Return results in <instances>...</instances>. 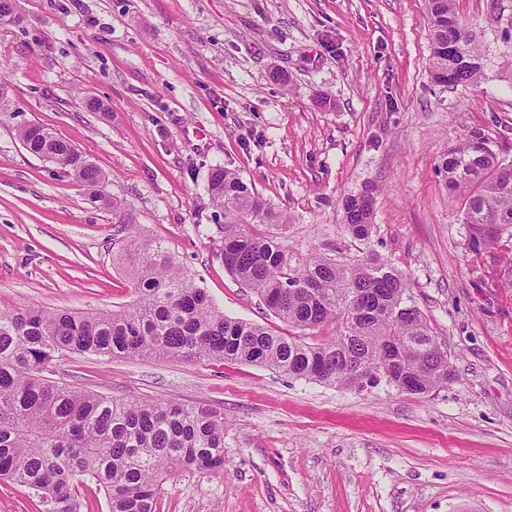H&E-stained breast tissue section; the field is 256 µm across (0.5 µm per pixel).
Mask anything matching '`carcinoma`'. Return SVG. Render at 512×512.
<instances>
[{"label": "carcinoma", "mask_w": 512, "mask_h": 512, "mask_svg": "<svg viewBox=\"0 0 512 512\" xmlns=\"http://www.w3.org/2000/svg\"><path fill=\"white\" fill-rule=\"evenodd\" d=\"M432 39L430 69L445 86L473 84L481 72L476 35L454 0H424ZM32 155L90 185L97 167L72 143L35 124L18 130ZM449 190L464 197L463 223L474 244L493 245L512 229V164L473 133L438 160ZM207 192L224 212L217 253L224 268L255 290L280 320L301 331L335 325L322 343H305L231 319L184 274L172 253L129 236L119 259L135 300L120 309L77 311L35 305L0 311V477L77 512L74 485L91 478L109 512H155L164 476L224 466V417L210 407L123 401L62 384L50 366L70 353L102 359H196L263 365L288 375L362 392L385 385L426 394L451 379L448 353L424 320L402 273L376 258L341 262L298 258L275 235L245 224H286L234 170L216 166ZM375 186L344 200V223L359 241L372 231Z\"/></svg>", "instance_id": "carcinoma-1"}]
</instances>
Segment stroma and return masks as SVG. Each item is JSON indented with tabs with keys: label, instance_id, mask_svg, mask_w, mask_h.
I'll return each instance as SVG.
<instances>
[{
	"label": "stroma",
	"instance_id": "stroma-1",
	"mask_svg": "<svg viewBox=\"0 0 512 512\" xmlns=\"http://www.w3.org/2000/svg\"><path fill=\"white\" fill-rule=\"evenodd\" d=\"M455 9L482 72L454 88L430 73L423 0H19V22L0 24V309L130 303L116 245L141 234L224 315L287 332L216 252L207 175L221 165L287 213L270 232L296 256L387 260L448 351L453 381L423 395L71 355L62 382L223 415V467L172 472L156 512H512V235L473 244L437 171L474 132L512 163V0ZM27 124L86 155L101 198L30 154ZM369 184L359 241L342 200Z\"/></svg>",
	"mask_w": 512,
	"mask_h": 512
}]
</instances>
